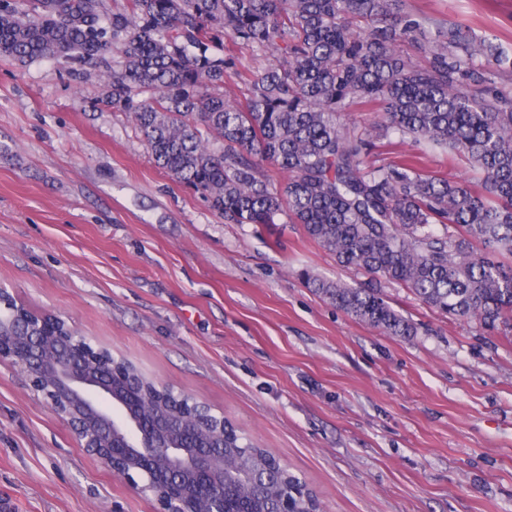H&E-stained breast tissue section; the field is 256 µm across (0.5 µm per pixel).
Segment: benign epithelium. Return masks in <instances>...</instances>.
I'll return each mask as SVG.
<instances>
[{
  "label": "benign epithelium",
  "mask_w": 512,
  "mask_h": 512,
  "mask_svg": "<svg viewBox=\"0 0 512 512\" xmlns=\"http://www.w3.org/2000/svg\"><path fill=\"white\" fill-rule=\"evenodd\" d=\"M0 360L25 375L26 387L68 425L76 442L113 473L152 495L156 512H224V415L188 394L150 392L112 352L77 340L59 316L17 315L0 322Z\"/></svg>",
  "instance_id": "7a95c632"
}]
</instances>
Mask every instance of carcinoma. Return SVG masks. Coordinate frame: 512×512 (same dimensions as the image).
<instances>
[{"instance_id":"cac0c4a2","label":"carcinoma","mask_w":512,"mask_h":512,"mask_svg":"<svg viewBox=\"0 0 512 512\" xmlns=\"http://www.w3.org/2000/svg\"><path fill=\"white\" fill-rule=\"evenodd\" d=\"M0 0V55L20 62L112 55V106L131 115L156 164L208 198L229 224L303 225L361 286L306 275L336 308L412 336L382 283L494 329L512 325V59L489 39L402 0H130L106 18L99 0ZM230 38L277 64L238 105L216 92L237 76L217 52ZM420 44L427 64L398 51ZM151 93L147 100L140 99ZM382 109L385 135L427 142L479 168L481 189L370 159L367 129L344 117ZM284 174L278 183L269 169ZM266 468L263 488L236 480L225 512H277L283 495L320 512L305 480L236 427L224 458Z\"/></svg>"}]
</instances>
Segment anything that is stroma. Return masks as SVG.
I'll return each instance as SVG.
<instances>
[{"instance_id":"1","label":"stroma","mask_w":512,"mask_h":512,"mask_svg":"<svg viewBox=\"0 0 512 512\" xmlns=\"http://www.w3.org/2000/svg\"><path fill=\"white\" fill-rule=\"evenodd\" d=\"M512 56V0H406ZM241 103L276 58L232 40ZM105 65L0 56V288L146 375L206 402L317 494L323 512H512V329L489 332L408 290L417 328L359 322L308 285L362 283L299 224H228L153 161L112 108ZM389 160L470 183L439 148L380 139ZM79 448L0 360V512H153Z\"/></svg>"}]
</instances>
